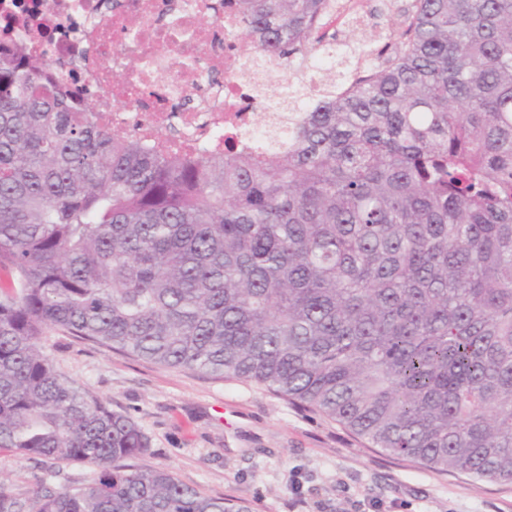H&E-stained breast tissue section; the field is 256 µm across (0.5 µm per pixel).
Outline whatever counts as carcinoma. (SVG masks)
Instances as JSON below:
<instances>
[{
    "label": "carcinoma",
    "instance_id": "cac0c4a2",
    "mask_svg": "<svg viewBox=\"0 0 512 512\" xmlns=\"http://www.w3.org/2000/svg\"><path fill=\"white\" fill-rule=\"evenodd\" d=\"M251 55L317 50L336 0H236ZM288 140L164 153L0 51V451L92 468L0 512H252L137 460L50 330L269 387L386 453L512 482V0H411Z\"/></svg>",
    "mask_w": 512,
    "mask_h": 512
}]
</instances>
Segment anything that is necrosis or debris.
Listing matches in <instances>:
<instances>
[{
  "label": "necrosis or debris",
  "mask_w": 512,
  "mask_h": 512,
  "mask_svg": "<svg viewBox=\"0 0 512 512\" xmlns=\"http://www.w3.org/2000/svg\"><path fill=\"white\" fill-rule=\"evenodd\" d=\"M239 29L222 0H0V35L60 87L81 77L100 126L177 154L220 156L225 132L262 142L283 119L261 91L282 66L251 69Z\"/></svg>",
  "instance_id": "4bbe7bcc"
}]
</instances>
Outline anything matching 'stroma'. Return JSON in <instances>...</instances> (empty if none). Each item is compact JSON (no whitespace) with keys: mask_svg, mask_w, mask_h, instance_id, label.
Masks as SVG:
<instances>
[{"mask_svg":"<svg viewBox=\"0 0 512 512\" xmlns=\"http://www.w3.org/2000/svg\"><path fill=\"white\" fill-rule=\"evenodd\" d=\"M407 2L362 0L355 22L337 17L336 65L323 80L341 81V59L354 48L392 41ZM43 348L62 375L139 425L150 439L144 464L208 495L248 499L254 512H512V482L390 456L265 386L163 367L55 330ZM89 472L72 463L55 473L0 453V475L23 494L43 484L59 491Z\"/></svg>","mask_w":512,"mask_h":512,"instance_id":"35a3bbf8","label":"stroma"}]
</instances>
